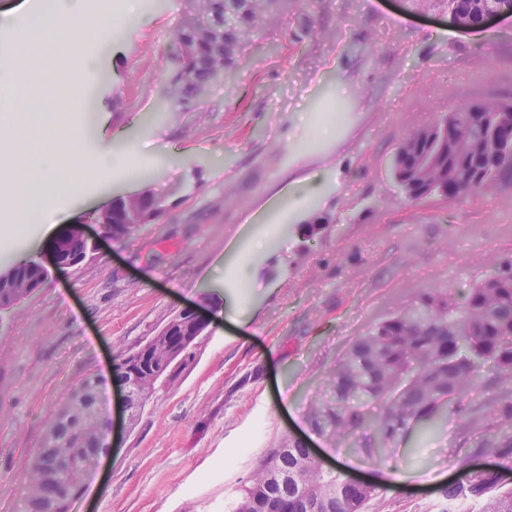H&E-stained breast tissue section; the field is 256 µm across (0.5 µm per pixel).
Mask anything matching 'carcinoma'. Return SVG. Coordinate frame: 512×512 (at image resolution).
I'll return each mask as SVG.
<instances>
[{
    "label": "carcinoma",
    "mask_w": 512,
    "mask_h": 512,
    "mask_svg": "<svg viewBox=\"0 0 512 512\" xmlns=\"http://www.w3.org/2000/svg\"><path fill=\"white\" fill-rule=\"evenodd\" d=\"M201 9L224 22L220 6L233 10L240 23L228 37L237 43L264 24L267 6L288 0H200ZM202 58L180 71L175 94L190 102L208 82ZM448 143L496 137L501 151L492 160L464 161L448 155V199L472 196L502 172L512 170V105H461L442 118ZM44 275L31 262L15 263L0 272V302L9 304L40 286ZM484 383L508 387L487 405L472 398ZM335 405L323 414L336 438L353 439L370 429L377 446L361 452L374 457L410 429L432 427L436 415L452 407L465 414L484 435L477 452H492L512 471V267L494 271L467 294L463 303L448 291L421 296L409 308L378 323L360 337L342 358L332 378ZM95 401H70L62 414L46 423L43 448L34 457L22 483L27 512H67L66 497L77 491L83 470L77 460L98 445ZM310 450L296 444L279 456L281 479L254 467L224 512H363L377 495L349 486L339 470H322ZM444 512H512V487L500 485L496 474L477 473L464 486L445 492Z\"/></svg>",
    "instance_id": "obj_1"
}]
</instances>
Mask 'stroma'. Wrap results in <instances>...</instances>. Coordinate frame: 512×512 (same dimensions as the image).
<instances>
[{"instance_id": "1", "label": "stroma", "mask_w": 512, "mask_h": 512, "mask_svg": "<svg viewBox=\"0 0 512 512\" xmlns=\"http://www.w3.org/2000/svg\"><path fill=\"white\" fill-rule=\"evenodd\" d=\"M46 0H0V68ZM193 0H135L111 43L87 40L94 73L79 111L51 110L128 164L60 193L56 227L18 224L0 199V271L37 255L45 280L0 311V512L20 487L45 425L88 376L105 383L114 449L70 512H224L266 449L301 438L345 475L383 477L364 512H440L482 437L445 412L376 457L317 429L316 403L349 347L435 290L463 294L512 260V173L474 196L410 200L391 163L410 134L464 104L512 102V18L479 33L448 24L437 0H296L244 39L223 82L177 101L174 39ZM0 117V174L44 151L15 149ZM317 194H307V182ZM152 194L159 217L129 238L99 234L93 258L60 269L58 236L118 197ZM234 298L219 312L217 292ZM199 308L208 334L174 382L157 386L131 431L120 426L115 359L178 311Z\"/></svg>"}]
</instances>
